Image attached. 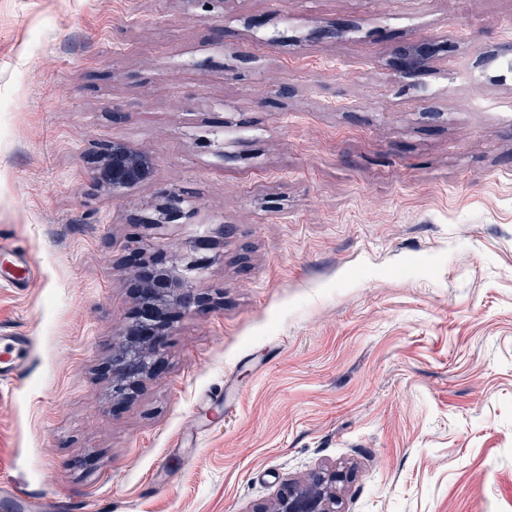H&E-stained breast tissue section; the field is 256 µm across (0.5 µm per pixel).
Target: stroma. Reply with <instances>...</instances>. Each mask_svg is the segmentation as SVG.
Returning a JSON list of instances; mask_svg holds the SVG:
<instances>
[{"instance_id":"1","label":"stroma","mask_w":512,"mask_h":512,"mask_svg":"<svg viewBox=\"0 0 512 512\" xmlns=\"http://www.w3.org/2000/svg\"><path fill=\"white\" fill-rule=\"evenodd\" d=\"M511 46L512 0H0V486L251 512L347 463L348 512H512ZM143 237L209 304L120 398ZM92 181L112 197H123L131 188L151 179L153 158L125 143L112 141L95 153ZM185 199L179 190L172 188L164 191L160 199L151 205V212L141 219L146 228L160 227L168 224L183 211ZM0 353V383H11L19 379L27 366L28 341L26 336L1 334Z\"/></svg>"}]
</instances>
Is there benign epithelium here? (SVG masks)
I'll return each mask as SVG.
<instances>
[{
  "label": "benign epithelium",
  "instance_id": "benign-epithelium-1",
  "mask_svg": "<svg viewBox=\"0 0 512 512\" xmlns=\"http://www.w3.org/2000/svg\"><path fill=\"white\" fill-rule=\"evenodd\" d=\"M428 64L427 54L411 47L400 58L405 72H419ZM153 158L128 145L114 141L95 153L92 181L102 190L120 198L131 188L151 179ZM185 199L179 190L164 191L141 219L146 228L168 224L183 211ZM139 286L137 304L140 316L124 327L125 341L112 356V392L125 395L136 388L141 377L152 370L151 338L165 334V315L178 310L200 311L205 298L195 292L175 266L152 267L135 272ZM347 473L334 467H320L304 479L289 481L270 503L254 512H347L344 486Z\"/></svg>",
  "mask_w": 512,
  "mask_h": 512
}]
</instances>
